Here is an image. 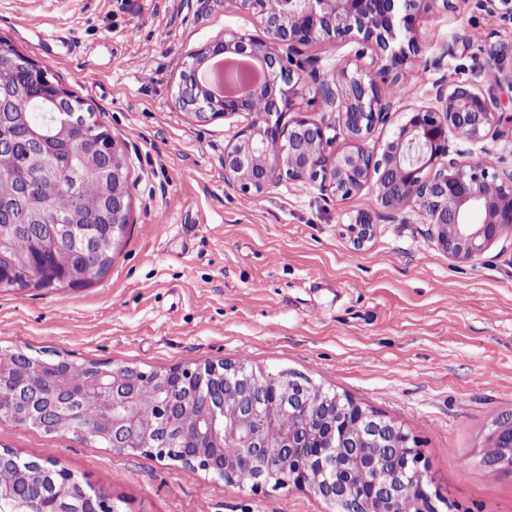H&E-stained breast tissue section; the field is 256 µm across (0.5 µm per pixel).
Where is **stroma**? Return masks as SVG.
Masks as SVG:
<instances>
[{
	"label": "stroma",
	"mask_w": 512,
	"mask_h": 512,
	"mask_svg": "<svg viewBox=\"0 0 512 512\" xmlns=\"http://www.w3.org/2000/svg\"><path fill=\"white\" fill-rule=\"evenodd\" d=\"M227 30L256 33L232 0H0V38L47 67L122 146L130 223L111 267L75 288L0 289V348L142 371L242 360L310 379L395 422L421 456L438 512H512V473L483 460L493 420L512 416V227L481 256L442 253L416 212L376 225L354 249L351 215L373 186L342 199L285 183L260 195L224 181V145L241 117L196 123L172 93L192 52ZM63 42L44 43L49 32ZM401 110L364 142L381 153L403 109L440 78L493 89L506 116L468 160L512 169V22L471 0L422 24ZM51 461L117 512H326L306 490L258 491L149 451L0 419V450Z\"/></svg>",
	"instance_id": "obj_1"
}]
</instances>
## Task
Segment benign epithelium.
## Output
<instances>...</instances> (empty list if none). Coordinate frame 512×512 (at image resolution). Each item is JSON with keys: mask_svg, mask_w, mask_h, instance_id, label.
<instances>
[{"mask_svg": "<svg viewBox=\"0 0 512 512\" xmlns=\"http://www.w3.org/2000/svg\"><path fill=\"white\" fill-rule=\"evenodd\" d=\"M252 16L262 35L226 30L196 50L180 73L174 92L178 111L197 122L218 116H246L224 144V176L243 193L260 195L286 182L296 187L315 186L333 196L349 197L374 183V205L352 216L346 235L357 249L364 247L375 224L392 221L407 211L421 213L435 227L443 253L457 261L481 255L503 229L512 225V170H500L489 161L462 160L460 144L475 145L488 137L502 120L501 102L492 92L468 81L433 83L431 102L410 109L406 120L387 140L381 154L365 149L364 141L379 126L390 122L395 107L394 88L410 70L411 34L420 22L431 20L448 7V0H235ZM495 20H512V0H475ZM354 42L355 69L342 71L333 83L319 67L320 59L305 54L310 46ZM0 39V87L20 68L31 81L17 92L43 96L53 109L66 115L58 138L78 141L87 151L98 143L90 138L82 114L76 112L68 90L51 79L45 68L18 55ZM227 56L248 58L265 70V81L250 90L213 92L200 79L208 65ZM317 84L323 107L338 114L337 123L308 118L307 80ZM291 119H286L287 115ZM11 113L0 99V156L10 153ZM47 178L62 172L43 164L46 141L30 132ZM117 140H112V171L104 175L106 196L112 204V234L130 223L128 168ZM46 209L33 202L21 208L18 219L3 224L18 233L26 224H46ZM105 237L95 224L57 219L52 247L67 252L80 247L101 251ZM35 375L17 383L0 372V388H11L27 422L58 431L82 432L78 425L84 402L104 394L112 400V416L97 422L99 433L112 447L140 451L154 448L157 439L138 424L141 372L99 363L89 366L91 384L69 388L61 374L46 391L41 367L44 358H31ZM156 387L155 405L169 415L171 428L162 444L168 456L226 480L251 470L258 490L272 481L307 490L323 499L330 512H394L402 481L423 485L420 458L408 446L407 435L396 424L366 411L338 395L327 398L316 424L302 421L275 440L266 432L277 427L269 400L279 399L294 412L309 408L317 388L292 374H273L246 364H205L193 370L172 369L150 375ZM203 399L200 416L176 430V409ZM363 427L358 444L347 446L351 423ZM493 441L506 450L499 462L512 469V421L493 423ZM379 448L406 450L404 466L391 470ZM54 486L59 512H114L103 493H86L60 473ZM27 481L26 474L3 461L0 452V488Z\"/></svg>", "mask_w": 512, "mask_h": 512, "instance_id": "benign-epithelium-1", "label": "benign epithelium"}]
</instances>
